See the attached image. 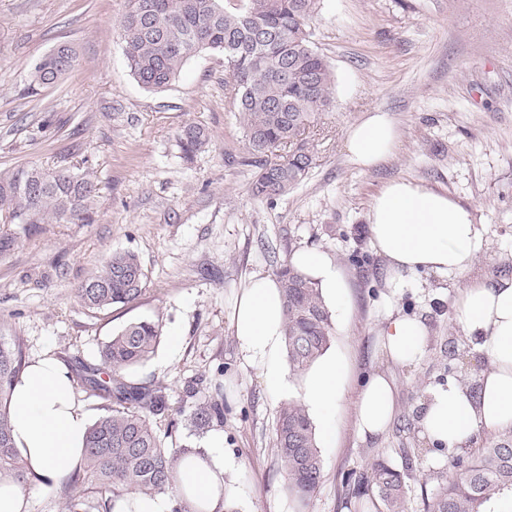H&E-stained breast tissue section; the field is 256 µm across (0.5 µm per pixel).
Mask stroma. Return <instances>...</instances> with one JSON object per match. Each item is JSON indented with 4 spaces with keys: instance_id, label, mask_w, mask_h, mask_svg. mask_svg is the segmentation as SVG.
Returning <instances> with one entry per match:
<instances>
[{
    "instance_id": "35a3bbf8",
    "label": "stroma",
    "mask_w": 512,
    "mask_h": 512,
    "mask_svg": "<svg viewBox=\"0 0 512 512\" xmlns=\"http://www.w3.org/2000/svg\"><path fill=\"white\" fill-rule=\"evenodd\" d=\"M126 9L127 0H0V172L65 165L91 173L100 188L92 223L0 224V237L13 240L0 252V336L19 337L27 362L49 355L71 369L97 361L127 323H159L154 353L130 378L164 388L172 443L205 448L208 434L190 420L195 396L223 384L217 431L235 462L224 473L227 496L237 512H295L274 427L278 406L302 398L304 381L292 376L288 391H272L240 349L232 316L253 274L273 275L301 249L329 253L346 283V312L331 316L328 350L343 374L309 512H356L345 479L369 474L379 459L411 464L405 512H424L426 493L452 472L429 457L421 400L450 381L478 387L489 367L458 321L457 292L471 279L512 277V0H322L315 43L334 67L335 102L306 130L316 146L310 177L271 202L251 192L255 169L243 163L223 58L201 54L168 88L143 89L118 36ZM62 42L75 46L77 66L28 93L32 65ZM375 111L396 124L400 145L364 170L350 160L346 134ZM189 123L211 135L190 162L177 140ZM399 178L472 209L482 246L466 275L421 271L389 288L365 215L372 196ZM115 251L139 256L145 292L127 306L83 307L77 284ZM391 315L428 327L413 364L379 350ZM377 372L396 386V411L383 434L365 438L354 402Z\"/></svg>"
}]
</instances>
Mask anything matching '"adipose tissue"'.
<instances>
[{
	"mask_svg": "<svg viewBox=\"0 0 512 512\" xmlns=\"http://www.w3.org/2000/svg\"><path fill=\"white\" fill-rule=\"evenodd\" d=\"M400 139L393 120L375 112L353 125L346 147L351 161L372 168L390 157ZM366 221L371 242L386 258L392 271L391 287L403 285V275L423 268L457 276L470 267L482 245L472 210L448 194L414 181L396 179L372 198ZM294 266L308 274L320 289L326 306L342 307L345 281L334 259L323 252L300 250L291 257ZM464 331L480 337V351L489 362L478 397L451 383L429 393L421 414V427L432 449L460 448L478 429L494 432L512 426V279L490 287L468 282L456 299ZM241 350L263 371L267 384L284 389L280 366L283 310L276 281L254 275L238 299L232 319ZM427 336L416 317H389L379 332L384 355L411 363L422 354ZM341 367L335 358L319 361L308 374L304 398L312 413L325 418L339 396ZM395 389L384 375L372 376L354 404L356 427L361 435L382 434L393 418ZM11 424L15 445L35 477L25 488L0 481V512H31L38 490L56 485L82 462L89 418L77 402L67 368L46 357L21 374L12 396ZM204 459L181 458L174 465L176 485L183 489L197 512H222L217 487L233 465L224 456V439L212 436Z\"/></svg>",
	"mask_w": 512,
	"mask_h": 512,
	"instance_id": "obj_1",
	"label": "adipose tissue"
}]
</instances>
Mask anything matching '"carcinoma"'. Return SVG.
I'll use <instances>...</instances> for the list:
<instances>
[{
	"instance_id": "cac0c4a2",
	"label": "carcinoma",
	"mask_w": 512,
	"mask_h": 512,
	"mask_svg": "<svg viewBox=\"0 0 512 512\" xmlns=\"http://www.w3.org/2000/svg\"><path fill=\"white\" fill-rule=\"evenodd\" d=\"M321 0H128L119 36L130 73L147 91L169 87L184 65L200 53L224 58L239 122L246 141L245 162L257 168L253 195L274 200L303 183L316 163V148L305 136L307 126L329 111L336 78L329 61L314 43L313 20ZM61 55H55V51ZM34 64L30 89L55 85L72 71L76 48L61 43ZM184 158L191 159L209 142L208 130L196 123L178 134ZM279 145L289 152L276 162L264 156ZM95 178L69 167L42 169L21 165L0 173V215L10 224H87L90 204L98 196ZM286 362L291 375H305L330 347L333 324L319 288L290 263L280 264ZM146 274L138 256L115 251L102 268L77 287L81 304L103 309L135 302L145 290ZM161 328L149 319L130 322L112 334L99 352L100 364L82 363L74 381L90 395L108 402L85 438L77 481L96 494L89 500L70 496L64 512H114L128 496L172 491L174 462L192 455L184 445L167 447L160 438L167 409L160 387L127 380L129 372L153 352ZM26 366L18 337L0 336V476L22 485L31 482L12 439L10 404ZM221 388L199 399L191 418L198 430L224 420ZM274 442L286 473V490L297 512H305L316 496L323 462L316 429L299 399L280 404ZM455 477L440 483L428 512H486V505L512 491V426L497 440L467 458L453 457ZM357 497L379 500L384 512H404L403 473L384 461L368 476L354 480Z\"/></svg>"
}]
</instances>
